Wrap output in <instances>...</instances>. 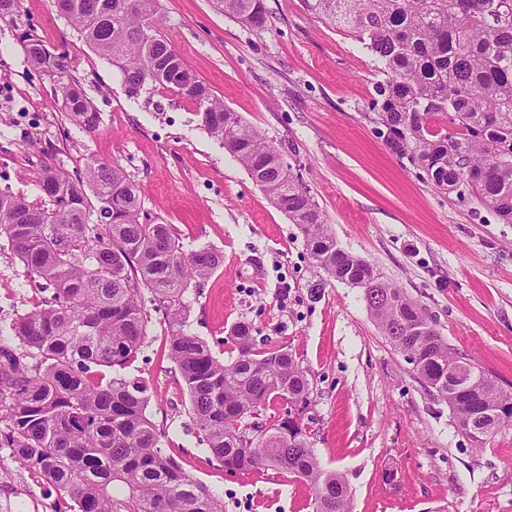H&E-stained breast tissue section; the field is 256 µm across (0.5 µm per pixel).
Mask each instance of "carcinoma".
Listing matches in <instances>:
<instances>
[{
    "label": "carcinoma",
    "instance_id": "obj_1",
    "mask_svg": "<svg viewBox=\"0 0 512 512\" xmlns=\"http://www.w3.org/2000/svg\"><path fill=\"white\" fill-rule=\"evenodd\" d=\"M263 28L264 0H212ZM381 64L372 105L387 147L437 190L475 196L512 224V0H305ZM70 26L122 74L128 96L175 92L208 109L202 126L299 226L312 259L333 280L363 289L370 315L416 374L448 402L455 425L481 428V447L512 426V392L476 363L451 355L425 308L366 260L336 250L327 218L281 153L184 63L159 24L157 0H56ZM27 61L60 97L72 124L92 134L100 112L73 74L70 53L47 47L21 0H0ZM182 70L175 91L171 74ZM443 115L444 127L431 125ZM41 202L0 190V237L50 292L0 335V447L60 496L58 512H224L164 448L147 415L146 382L123 373L147 336L148 308L169 324L164 351L189 396L198 442L231 471L271 469L313 490V512H351L343 475L321 465L303 425L310 384L288 351L256 343L248 322L230 333L225 361L184 331L191 284L222 264L219 251L184 250L169 224L141 221L122 166L88 159L69 171L45 159ZM288 404L260 421L274 400ZM120 485L117 499L112 487Z\"/></svg>",
    "mask_w": 512,
    "mask_h": 512
}]
</instances>
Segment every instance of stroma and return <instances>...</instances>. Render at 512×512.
Returning <instances> with one entry per match:
<instances>
[{"label": "stroma", "mask_w": 512, "mask_h": 512, "mask_svg": "<svg viewBox=\"0 0 512 512\" xmlns=\"http://www.w3.org/2000/svg\"><path fill=\"white\" fill-rule=\"evenodd\" d=\"M252 28L211 0H160L162 31L188 67L287 163L325 214L337 245L372 263L422 305L454 352L512 392V224L474 199L435 190L387 147L371 104L382 76L372 56L304 0H265ZM36 32L65 47L101 124L79 132L50 84L0 21V189L38 201L35 168L87 158L130 174L150 222L185 249L211 247L223 265L184 296L185 329L229 358L231 327L253 324L304 371L303 418L321 465L342 473L352 512H512V427L485 447L456 428L370 316L360 288L327 279L296 224L218 141L195 106L170 93L127 95L54 0H23ZM44 295L0 240V330ZM168 324L151 312L126 375L144 379L169 452L224 503V512H312L303 481L274 470L228 471L199 445L180 374L164 354ZM55 494L0 448V512H53Z\"/></svg>", "instance_id": "35a3bbf8"}]
</instances>
